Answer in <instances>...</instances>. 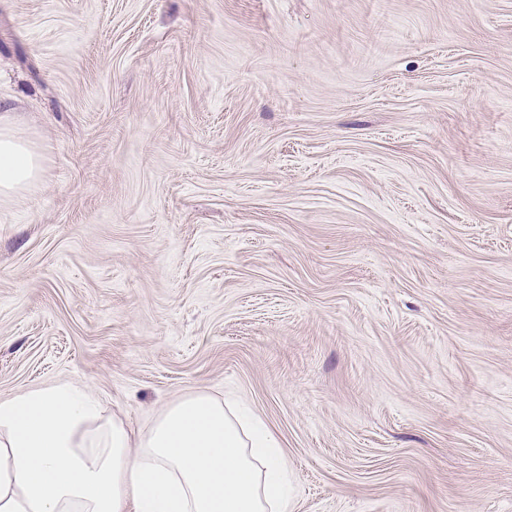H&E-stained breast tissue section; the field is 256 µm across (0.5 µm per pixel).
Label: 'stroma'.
I'll return each mask as SVG.
<instances>
[{"instance_id":"stroma-1","label":"stroma","mask_w":512,"mask_h":512,"mask_svg":"<svg viewBox=\"0 0 512 512\" xmlns=\"http://www.w3.org/2000/svg\"><path fill=\"white\" fill-rule=\"evenodd\" d=\"M0 399L250 407L290 512H512V0H0ZM42 175L41 155L5 122L0 128V195L22 191Z\"/></svg>"}]
</instances>
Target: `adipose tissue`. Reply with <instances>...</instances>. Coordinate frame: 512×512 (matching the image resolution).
<instances>
[{
    "label": "adipose tissue",
    "mask_w": 512,
    "mask_h": 512,
    "mask_svg": "<svg viewBox=\"0 0 512 512\" xmlns=\"http://www.w3.org/2000/svg\"><path fill=\"white\" fill-rule=\"evenodd\" d=\"M42 175L41 156L0 128V195ZM288 459L261 420L205 392L134 432L87 388L0 399V512H287Z\"/></svg>",
    "instance_id": "adipose-tissue-1"
}]
</instances>
